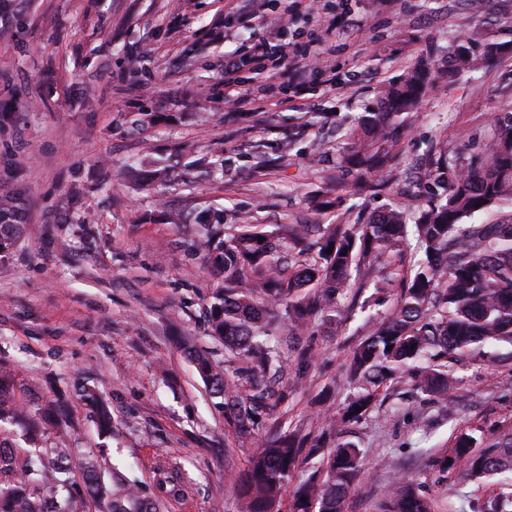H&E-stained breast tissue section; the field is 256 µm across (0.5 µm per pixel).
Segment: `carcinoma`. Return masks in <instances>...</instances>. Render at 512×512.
Instances as JSON below:
<instances>
[{"label":"carcinoma","instance_id":"obj_1","mask_svg":"<svg viewBox=\"0 0 512 512\" xmlns=\"http://www.w3.org/2000/svg\"><path fill=\"white\" fill-rule=\"evenodd\" d=\"M9 2L0 0V37L13 35ZM468 41L481 50L466 57L453 44L440 58L429 55L385 88L376 109L352 119L342 161L356 175L355 190L385 186L370 175L388 173L396 164L399 142L434 75L451 80L501 51L494 43H481L477 33ZM182 119L181 112H138L131 123ZM177 155L185 159L180 166L151 152L145 168L132 172L145 187L163 193L174 183H194L203 170L224 171L221 152L212 161L198 160L192 146L182 144ZM420 169L417 185L424 203L411 216L393 207L358 224H278L263 231L248 222L224 223L222 209L164 213L170 224L192 225L220 277L208 308V332L245 360L242 373L249 388L231 383L223 368L194 345L187 346V354L211 393L223 399L226 419L242 438L259 429L271 397L269 382L289 368L288 358L267 340L279 325L296 345L302 370L316 357L311 336L317 327L336 323L341 299L370 286L393 292L387 316L351 351L354 393L340 416L314 440L300 426L275 434L249 457L245 469L230 473L239 512H278L296 468L316 457L319 465L295 488L289 512H347L363 474V453L350 442H331L333 432L358 422L372 407L377 389L405 376L417 392L442 403L451 381L447 370L432 362L486 343L512 345V217L497 224L465 222L512 197V113L496 117L480 167L464 168L445 148L432 146ZM27 206L19 191L0 194V257L22 235ZM410 234L422 258L397 281L394 265L403 261ZM312 236L317 253L310 259L304 244ZM276 308L281 309L278 321L271 315ZM15 387V374L1 365L0 428L20 426L31 448L0 440V512H75L77 502L85 500L98 503L103 512H169L170 501L184 494L161 467L149 482L115 467L108 478L101 454L94 452L87 454L76 479L71 459L78 449L61 432L66 425L62 406L50 400L31 414L16 402ZM81 392L93 406L99 435L112 436L109 405L91 388L83 386ZM477 443L473 434L457 433L440 467L459 468L463 484L504 476L500 493L481 512H507L512 432L489 439L481 451ZM383 512H434L433 501L402 479L386 495Z\"/></svg>","mask_w":512,"mask_h":512}]
</instances>
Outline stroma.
<instances>
[{"label":"stroma","mask_w":512,"mask_h":512,"mask_svg":"<svg viewBox=\"0 0 512 512\" xmlns=\"http://www.w3.org/2000/svg\"><path fill=\"white\" fill-rule=\"evenodd\" d=\"M16 33L0 39V98L14 101L0 121V192L22 190V236L0 258V365L17 379L15 399L33 410L66 397L70 443L104 448L121 471L149 477L166 467L187 478L171 512H237L230 469L246 466L276 429L303 423L320 432L341 412L352 386L346 364L386 309L343 300V320L319 329L318 358L288 372V398L254 436L238 438L223 407L189 363L181 337L235 374L207 334L218 278L191 231L156 219L161 207L214 206L265 229L278 224H350L390 205H420L414 184L355 196L339 165L354 115L375 107L383 88L428 52L481 29L512 46V0H16ZM359 20L360 29L350 26ZM270 49L255 58L253 45ZM315 54L303 84L294 62ZM144 66L130 70L131 57ZM234 67L244 97L224 98ZM91 99L80 106L72 88ZM209 112L196 123L193 112ZM512 111V53L422 98L399 146L410 172L429 146H447L463 164L486 153L497 115ZM132 112H182L181 123L135 130ZM235 120H225V113ZM294 138L288 154L279 147ZM190 143L198 155L223 150L229 176L205 178L165 198L122 174L145 146L168 153ZM268 163L257 168L258 154ZM318 196L336 207L318 213ZM512 346H487L448 360L447 402L432 404L402 379L380 387L373 407L341 439L361 448V490L349 512H379L392 481L408 477L434 512H474L497 480L460 484L435 458L458 430L512 431ZM108 402L116 426L99 438L82 386Z\"/></svg>","instance_id":"35a3bbf8"}]
</instances>
